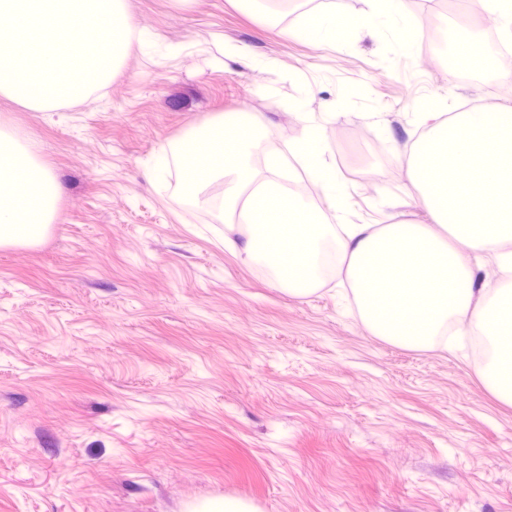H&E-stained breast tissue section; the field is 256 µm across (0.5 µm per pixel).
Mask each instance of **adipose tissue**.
<instances>
[{
    "instance_id": "ef3b65f1",
    "label": "adipose tissue",
    "mask_w": 512,
    "mask_h": 512,
    "mask_svg": "<svg viewBox=\"0 0 512 512\" xmlns=\"http://www.w3.org/2000/svg\"><path fill=\"white\" fill-rule=\"evenodd\" d=\"M40 152V142L25 131L0 134V243L37 236L54 219L63 188L37 165Z\"/></svg>"
}]
</instances>
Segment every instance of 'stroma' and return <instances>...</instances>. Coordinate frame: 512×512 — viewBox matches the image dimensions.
Here are the masks:
<instances>
[{
    "label": "stroma",
    "mask_w": 512,
    "mask_h": 512,
    "mask_svg": "<svg viewBox=\"0 0 512 512\" xmlns=\"http://www.w3.org/2000/svg\"><path fill=\"white\" fill-rule=\"evenodd\" d=\"M283 3L273 28L235 0H130L109 85L42 112L0 97V129L39 140L63 187L53 224L0 247V512H512V408L472 358L371 335L348 286H271L239 230L263 157L220 224L157 169L213 115L254 112L321 205L293 151L312 112L343 223L423 224L401 165L418 112L512 106V84L449 64L447 31L450 75L425 83L416 47L389 48L397 17L348 0L335 31Z\"/></svg>",
    "instance_id": "35a3bbf8"
}]
</instances>
